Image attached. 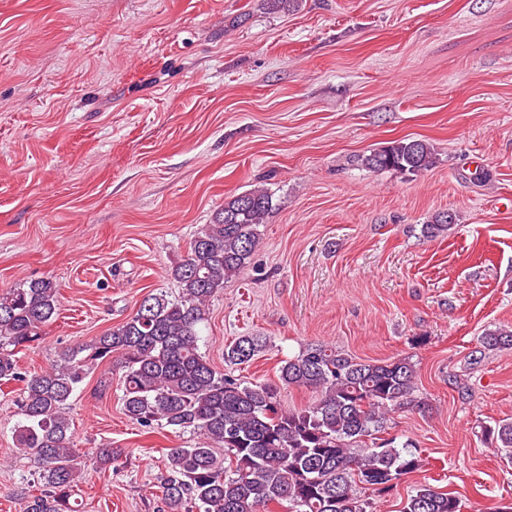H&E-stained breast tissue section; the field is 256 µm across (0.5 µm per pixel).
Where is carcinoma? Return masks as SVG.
I'll use <instances>...</instances> for the list:
<instances>
[{
	"label": "carcinoma",
	"mask_w": 512,
	"mask_h": 512,
	"mask_svg": "<svg viewBox=\"0 0 512 512\" xmlns=\"http://www.w3.org/2000/svg\"><path fill=\"white\" fill-rule=\"evenodd\" d=\"M436 156L430 143L400 139L358 162L371 172L416 175L432 167ZM274 208L264 188L225 201L170 272L179 299L146 295L128 319L41 373H21L17 354L57 318L58 284L32 279L0 294V381L24 383L14 434L43 486L25 512H75L71 498L82 468L70 446L67 409L90 366L114 356L128 418L142 427L161 422L200 436L193 447L167 453L166 512H271V504L284 501L294 512H374V497L422 468L413 441L385 437L388 413L413 402L416 366L410 357L370 362L315 344L281 361L276 382L245 383L216 370L200 352L199 325L209 302L246 266L258 243L257 226ZM455 221V214L441 211L422 226L423 236L446 234ZM266 346L262 336H240L224 349V364H248ZM510 348L512 331L488 329L471 357L476 362L488 351ZM291 386L318 399L284 410L278 394ZM480 432L512 459V419L484 424ZM462 507L458 496L420 484L401 512Z\"/></svg>",
	"instance_id": "carcinoma-1"
}]
</instances>
